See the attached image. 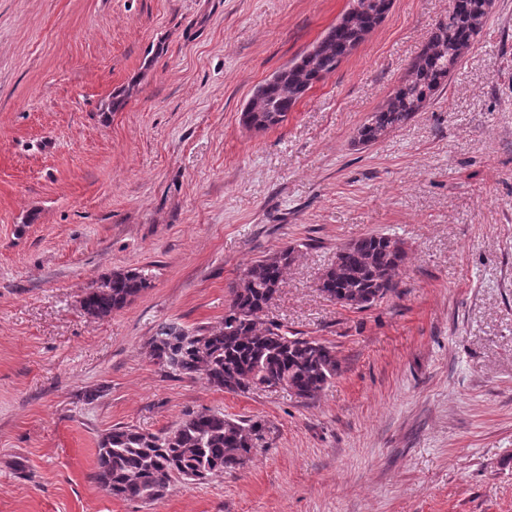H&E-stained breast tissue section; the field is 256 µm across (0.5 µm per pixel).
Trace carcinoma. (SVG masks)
Listing matches in <instances>:
<instances>
[{
  "instance_id": "1",
  "label": "carcinoma",
  "mask_w": 512,
  "mask_h": 512,
  "mask_svg": "<svg viewBox=\"0 0 512 512\" xmlns=\"http://www.w3.org/2000/svg\"><path fill=\"white\" fill-rule=\"evenodd\" d=\"M378 8V0H351L340 23L259 85L243 109L256 129L283 123L314 84L335 72L376 27ZM488 14L489 0H450L448 14L435 22L407 77L386 105L358 128L361 143H374L402 126L434 97L460 65ZM295 254L296 247L289 245L247 266L246 277L229 288L220 323L192 331L175 322L160 325L151 339L155 363L172 378L203 374L212 387L227 393L246 394L281 382L300 399L321 393L340 374L336 348L265 317ZM406 259L398 237L366 235L336 249L318 288L330 300L365 310L396 291V276ZM149 287L151 280L143 271H114L86 292L81 308L88 317L102 319ZM268 432L258 420L229 418L220 411L188 412L173 430L160 435L114 427L99 441L93 479L114 497L154 502L176 479L200 481L243 467Z\"/></svg>"
}]
</instances>
